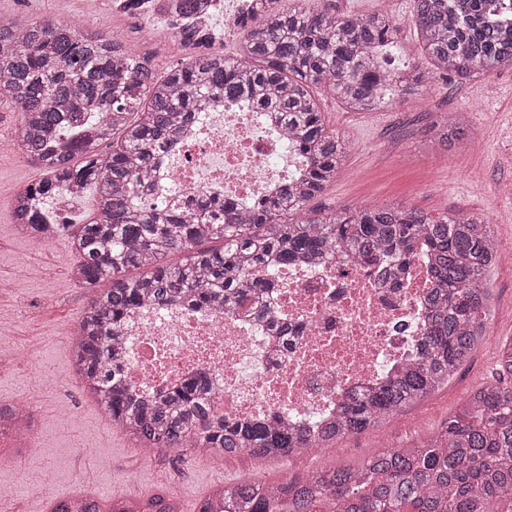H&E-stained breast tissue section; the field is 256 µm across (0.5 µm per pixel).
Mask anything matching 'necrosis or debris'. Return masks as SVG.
<instances>
[{"mask_svg":"<svg viewBox=\"0 0 512 512\" xmlns=\"http://www.w3.org/2000/svg\"><path fill=\"white\" fill-rule=\"evenodd\" d=\"M156 174L152 203L211 196L248 207L306 165L279 115L251 104H206ZM376 261L336 249L310 261L259 268L270 283L262 311L173 304L124 318L125 388L148 398L203 373L225 418L286 422L306 431L328 423L347 395L376 386L419 358L433 286L429 255L417 251L399 287L382 286Z\"/></svg>","mask_w":512,"mask_h":512,"instance_id":"4bbe7bcc","label":"necrosis or debris"}]
</instances>
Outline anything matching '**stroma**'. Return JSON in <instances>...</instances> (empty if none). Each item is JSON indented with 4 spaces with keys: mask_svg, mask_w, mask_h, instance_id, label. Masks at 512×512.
<instances>
[{
    "mask_svg": "<svg viewBox=\"0 0 512 512\" xmlns=\"http://www.w3.org/2000/svg\"><path fill=\"white\" fill-rule=\"evenodd\" d=\"M356 16L379 12L398 23L387 47L390 67H417L430 73L421 95H404L375 112H351L326 98L322 110L328 129L348 145L342 165L325 192L314 199L317 209L352 208L360 204L404 206L430 216L474 215L491 224L501 248L512 249V69L462 80L433 65L420 52L411 22L413 0H335ZM0 13L19 20L41 16L79 19L109 39L143 47L148 14H122L112 0L86 10L82 0H0ZM456 116L469 134L446 148L436 123ZM23 158L0 156V284L10 281L19 261L27 274L19 291H0V318H15L11 335H0V402L33 401L38 449L15 453L0 441V487L13 491L0 512H40L44 500L69 498L76 483L111 492L118 499H147L159 491L173 495L181 512H198L203 500L224 481L250 479L268 483L281 476L301 479L310 472L355 465L389 440L410 447L422 434L440 431L477 387L491 382L496 351L478 347L448 384L408 405L381 427L344 437L319 449L313 458H226L194 465L179 454L151 458L84 395L73 369L69 327L88 301V289L65 277L74 255L67 237L34 247L19 235L11 205L17 192L41 179ZM492 307L487 335L512 338V265L490 268Z\"/></svg>",
    "mask_w": 512,
    "mask_h": 512,
    "instance_id": "stroma-1",
    "label": "stroma"
}]
</instances>
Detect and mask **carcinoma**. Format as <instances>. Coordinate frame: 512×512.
<instances>
[{
  "label": "carcinoma",
  "mask_w": 512,
  "mask_h": 512,
  "mask_svg": "<svg viewBox=\"0 0 512 512\" xmlns=\"http://www.w3.org/2000/svg\"><path fill=\"white\" fill-rule=\"evenodd\" d=\"M258 25L244 19L242 44L229 57L210 50L205 31L181 23L176 37L192 52L164 74L152 55L53 18L0 15V102L18 112L14 144L43 178L19 191L12 215L24 235L70 239L72 280L92 296L72 332L84 391L135 441L180 455L285 459L379 427L390 415L445 385L485 340L491 291L487 272L499 262L494 233L467 215L430 217L405 207L322 211L309 207L335 179L347 146L327 129L316 93L351 112L384 104L382 92L427 89L429 76L396 72L377 48L392 42L387 14L345 15L325 5L275 9ZM422 53L439 71L462 79L512 68V0H413ZM213 97L249 100L280 114L309 165L251 210L200 198L185 210L142 202L155 162L184 123ZM452 146L467 127L438 129ZM112 152H99L114 134ZM96 187L99 217L86 224H46L45 199L70 187ZM420 247L436 281L421 358L386 384L351 396L336 421L310 439L287 426L226 420L211 409L206 377L153 401H138L118 379L119 327L137 306L186 300L214 308L254 303L261 283L252 270L273 259L316 258L343 248L355 258L389 251L407 265ZM184 254L178 263L166 258ZM496 383L469 395L442 430L413 448H385L354 467L310 473L282 487L241 481L231 489L236 512H503L512 502V340L499 347ZM55 512H98L70 498Z\"/></svg>",
  "instance_id": "1"
}]
</instances>
